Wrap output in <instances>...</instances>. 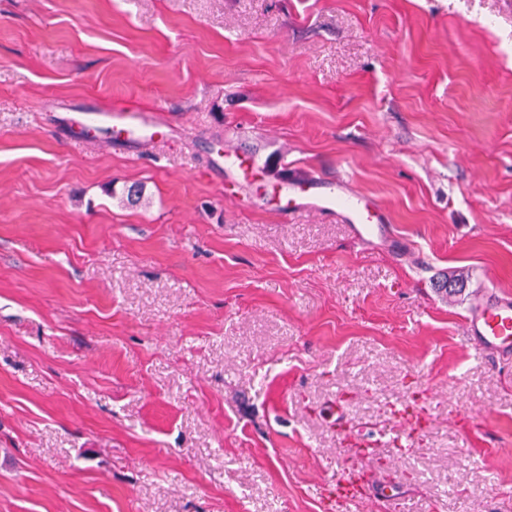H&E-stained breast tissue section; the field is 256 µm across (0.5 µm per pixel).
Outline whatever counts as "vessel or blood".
I'll return each instance as SVG.
<instances>
[{
    "label": "vessel or blood",
    "mask_w": 512,
    "mask_h": 512,
    "mask_svg": "<svg viewBox=\"0 0 512 512\" xmlns=\"http://www.w3.org/2000/svg\"><path fill=\"white\" fill-rule=\"evenodd\" d=\"M165 118L158 112H144L131 106L93 108L71 118L75 138H85L105 128L121 143H149ZM313 193L318 208L339 211L348 222L354 238L365 245L388 242L395 251L406 249L405 239L392 235L381 211L370 201L350 189L344 177L298 179L282 186V216L294 214L303 194ZM468 340L480 353L503 358L512 356V294L489 287L470 303L465 316ZM365 490L363 474L349 472L347 477L326 486L327 498L345 507L362 498Z\"/></svg>",
    "instance_id": "vessel-or-blood-1"
}]
</instances>
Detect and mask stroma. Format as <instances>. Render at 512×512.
Returning a JSON list of instances; mask_svg holds the SVG:
<instances>
[{"label":"stroma","mask_w":512,"mask_h":512,"mask_svg":"<svg viewBox=\"0 0 512 512\" xmlns=\"http://www.w3.org/2000/svg\"><path fill=\"white\" fill-rule=\"evenodd\" d=\"M53 99L167 122L78 141ZM276 162L347 176L413 254L283 218ZM489 282L512 0H0V512H338L352 468L396 512H512V360L462 324Z\"/></svg>","instance_id":"obj_1"}]
</instances>
